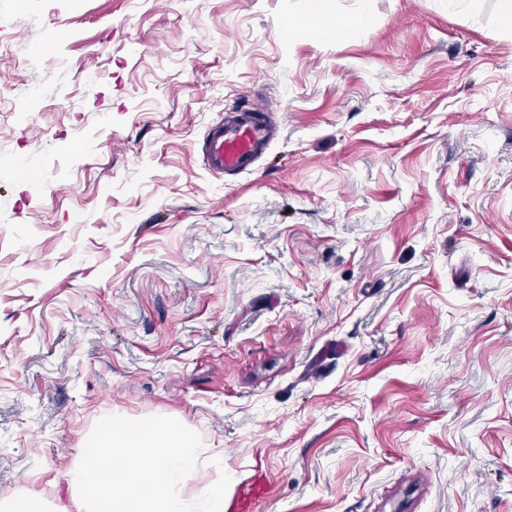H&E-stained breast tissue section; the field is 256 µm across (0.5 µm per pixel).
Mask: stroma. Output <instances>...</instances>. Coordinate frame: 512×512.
Segmentation results:
<instances>
[{
    "label": "stroma",
    "mask_w": 512,
    "mask_h": 512,
    "mask_svg": "<svg viewBox=\"0 0 512 512\" xmlns=\"http://www.w3.org/2000/svg\"><path fill=\"white\" fill-rule=\"evenodd\" d=\"M325 3L0 0V498L78 512L95 423L164 415L187 498L512 512V31ZM241 101L280 135L214 174ZM272 482L262 470L240 485L228 505L230 512H254L257 505L270 497Z\"/></svg>",
    "instance_id": "35a3bbf8"
}]
</instances>
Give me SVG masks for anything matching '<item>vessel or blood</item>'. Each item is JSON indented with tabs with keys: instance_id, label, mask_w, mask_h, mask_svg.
Masks as SVG:
<instances>
[{
	"instance_id": "obj_1",
	"label": "vessel or blood",
	"mask_w": 512,
	"mask_h": 512,
	"mask_svg": "<svg viewBox=\"0 0 512 512\" xmlns=\"http://www.w3.org/2000/svg\"><path fill=\"white\" fill-rule=\"evenodd\" d=\"M275 135L274 125L256 115L245 104L226 113L223 122L211 126L205 136L204 156L214 173L236 175L249 170L268 148ZM272 482L263 471H256L240 485L228 505L229 512H255L268 499Z\"/></svg>"
}]
</instances>
